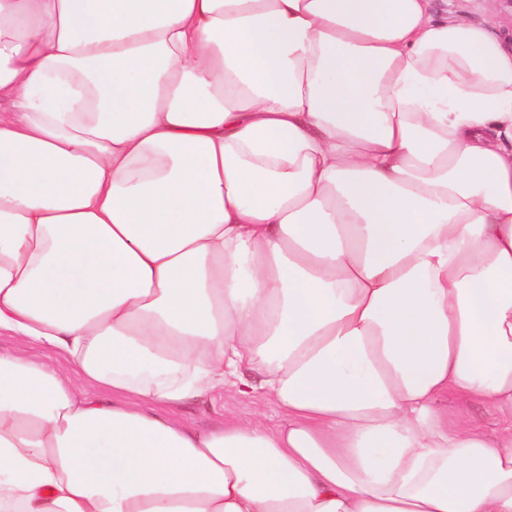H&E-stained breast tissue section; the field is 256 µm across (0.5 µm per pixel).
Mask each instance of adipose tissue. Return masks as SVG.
<instances>
[{"label": "adipose tissue", "instance_id": "adipose-tissue-1", "mask_svg": "<svg viewBox=\"0 0 512 512\" xmlns=\"http://www.w3.org/2000/svg\"><path fill=\"white\" fill-rule=\"evenodd\" d=\"M0 512H512V50L430 0H0ZM277 424L173 414L245 372ZM479 401L489 434L439 400ZM26 350L29 353L39 356L58 369L62 371H66L70 373L72 381L76 385H83V381L80 377V375L73 372L71 365L69 364L66 357L61 353H56L52 351L45 350L40 347L26 345L20 340L12 337V336H0V351L1 352H7V351H14V350Z\"/></svg>", "mask_w": 512, "mask_h": 512}]
</instances>
